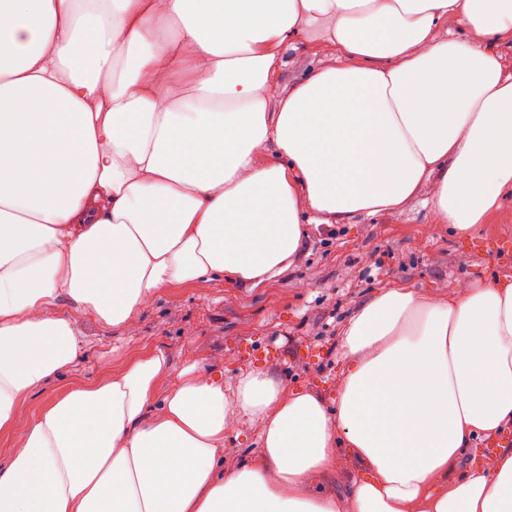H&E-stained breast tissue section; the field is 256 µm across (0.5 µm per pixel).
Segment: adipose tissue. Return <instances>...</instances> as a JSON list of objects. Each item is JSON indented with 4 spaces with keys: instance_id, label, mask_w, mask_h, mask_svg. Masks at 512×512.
<instances>
[{
    "instance_id": "adipose-tissue-1",
    "label": "adipose tissue",
    "mask_w": 512,
    "mask_h": 512,
    "mask_svg": "<svg viewBox=\"0 0 512 512\" xmlns=\"http://www.w3.org/2000/svg\"><path fill=\"white\" fill-rule=\"evenodd\" d=\"M306 25L328 62L272 96ZM510 41L512 0H0V512H338L312 485L350 458L348 512H512V450L461 466L512 426L508 275L358 305L332 414L155 347L15 416L86 346L61 297L130 327L168 286L263 288L303 223L429 182L436 223H488L512 190ZM244 421L258 451L221 470Z\"/></svg>"
}]
</instances>
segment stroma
I'll return each mask as SVG.
<instances>
[{
  "mask_svg": "<svg viewBox=\"0 0 512 512\" xmlns=\"http://www.w3.org/2000/svg\"><path fill=\"white\" fill-rule=\"evenodd\" d=\"M316 37L312 27L298 37L273 94L326 64L314 51ZM432 192V184H425L396 214L341 226L305 225L302 254L267 287L237 288L218 276L202 286L164 288L141 307L132 332L77 315L87 345L67 380L119 372L132 355L160 346L175 371L197 361L230 385L262 367L286 387L332 401L343 329L355 307L380 288L401 282L423 293L449 291L462 280L512 274V197L486 232L460 238L435 223L425 204ZM257 436L250 423L229 431L218 450L225 468L249 461Z\"/></svg>",
  "mask_w": 512,
  "mask_h": 512,
  "instance_id": "35a3bbf8",
  "label": "stroma"
}]
</instances>
